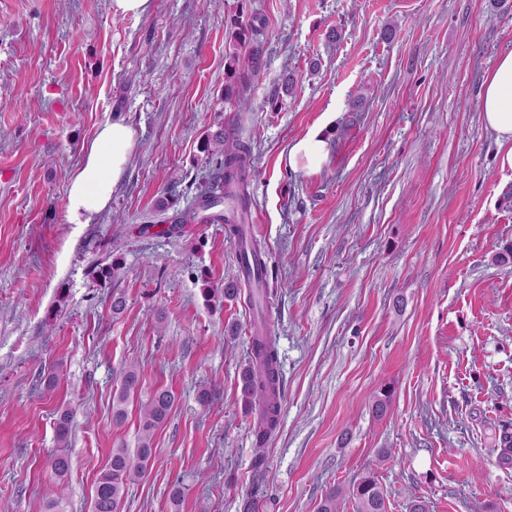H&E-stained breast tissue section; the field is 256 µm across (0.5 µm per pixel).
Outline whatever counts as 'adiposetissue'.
Instances as JSON below:
<instances>
[{
	"label": "adipose tissue",
	"instance_id": "1",
	"mask_svg": "<svg viewBox=\"0 0 512 512\" xmlns=\"http://www.w3.org/2000/svg\"><path fill=\"white\" fill-rule=\"evenodd\" d=\"M481 112L486 127L504 148L502 164L512 167V51L501 56L486 77ZM134 145L135 131L124 122H107L97 128L69 179L68 223H91L108 207Z\"/></svg>",
	"mask_w": 512,
	"mask_h": 512
}]
</instances>
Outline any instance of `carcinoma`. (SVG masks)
I'll list each match as a JSON object with an SVG mask.
<instances>
[{"label": "carcinoma", "instance_id": "carcinoma-1", "mask_svg": "<svg viewBox=\"0 0 512 512\" xmlns=\"http://www.w3.org/2000/svg\"><path fill=\"white\" fill-rule=\"evenodd\" d=\"M232 37L228 58V80L224 86L227 98L243 106L247 103V91L252 79L262 69L263 47L258 36L264 34L266 21L258 13L248 16L239 12L230 22ZM201 151L212 166V178L199 186L193 205L171 217L170 224L158 230L172 235L187 224H224L228 237L240 244V268L245 270L243 281L231 280L222 288L203 289L206 297H221V301H235L242 296V283H261L252 280L249 264L256 272L267 273V254L262 244L247 237L245 224L250 217V178L258 174L253 145L234 126L218 123L210 126L203 135ZM251 357L240 376V396L244 409L253 415L252 432L255 440L253 456V483L250 494L242 503V512H256L265 497L264 475L267 465L266 446L280 424L283 376L279 361L276 338L263 320L254 323L250 336ZM138 368L131 365L122 375V387L113 397L112 419L122 423L127 415V403L131 395L139 391ZM392 390L380 388L373 398L372 410L382 417L387 413ZM175 403V395L164 388L155 390L140 405V435L138 448L132 454L125 448L112 450L109 467L98 478L92 502V512H119L127 487L142 478L152 457L153 437L166 421ZM69 459L57 454L51 460V468L59 483L55 485L47 502L48 512H64L62 482L69 472ZM354 499L356 512H388V499L377 478L363 476L348 488L334 487L321 501L318 512H337L338 499L343 496Z\"/></svg>", "mask_w": 512, "mask_h": 512}]
</instances>
